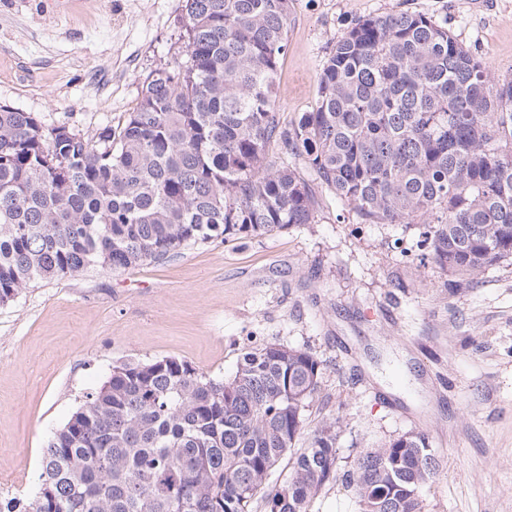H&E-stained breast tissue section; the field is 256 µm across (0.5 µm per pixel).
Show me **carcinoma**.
<instances>
[{"mask_svg": "<svg viewBox=\"0 0 512 512\" xmlns=\"http://www.w3.org/2000/svg\"><path fill=\"white\" fill-rule=\"evenodd\" d=\"M187 60L147 78L119 131L89 140L0 106V306L36 281L124 271L214 239L313 224L309 170L371 224H415L457 292L512 261V77L421 13L370 16L281 121L291 0H185ZM280 151L268 161L270 149ZM321 361L269 343L216 379L175 357L124 362L48 439L39 488L0 512H250L295 446ZM337 421L295 453L269 512H308L337 476ZM440 459L406 432L342 475L360 512H422Z\"/></svg>", "mask_w": 512, "mask_h": 512, "instance_id": "carcinoma-1", "label": "carcinoma"}]
</instances>
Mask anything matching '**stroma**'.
Returning <instances> with one entry per match:
<instances>
[{
	"label": "stroma",
	"instance_id": "35a3bbf8",
	"mask_svg": "<svg viewBox=\"0 0 512 512\" xmlns=\"http://www.w3.org/2000/svg\"><path fill=\"white\" fill-rule=\"evenodd\" d=\"M182 0H0V106L88 139L120 128L148 75L183 60ZM447 22L493 79L512 75V0H294L275 81L284 122L358 20ZM315 223L213 240L126 271L36 282L0 306V498L28 499L50 435L114 365L167 356L229 378L249 347L322 363L311 430L338 418L337 469L410 431L442 460L422 512H512V263L449 294L417 227L368 224L311 182Z\"/></svg>",
	"mask_w": 512,
	"mask_h": 512
}]
</instances>
